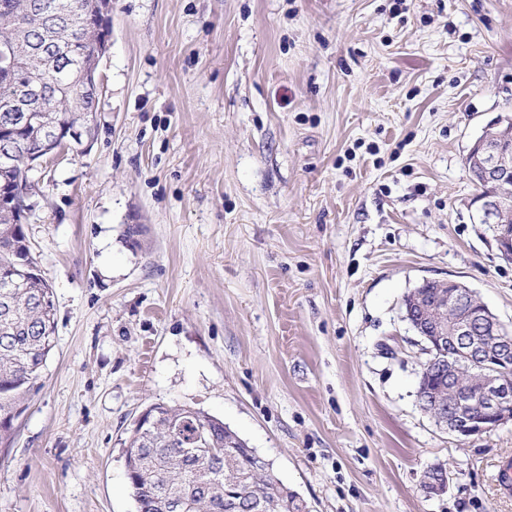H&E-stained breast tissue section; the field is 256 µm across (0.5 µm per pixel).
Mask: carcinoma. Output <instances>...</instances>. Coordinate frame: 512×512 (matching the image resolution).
I'll return each mask as SVG.
<instances>
[{
  "mask_svg": "<svg viewBox=\"0 0 512 512\" xmlns=\"http://www.w3.org/2000/svg\"><path fill=\"white\" fill-rule=\"evenodd\" d=\"M94 0H0V144L21 151L39 149L43 132L23 124L5 107L23 101L31 76L45 74L42 99L55 111L47 117L80 123L95 108L97 92L81 83L79 71L98 62L102 33L89 21ZM70 60L54 62L58 51ZM28 159L0 186L27 187ZM34 264L18 213L0 206V443L10 440L14 422L56 342L54 293L41 272L21 274ZM126 478L136 512H175L190 501L193 512H298L281 480L268 473L255 449L224 431V421L199 409L154 403L145 424L124 442Z\"/></svg>",
  "mask_w": 512,
  "mask_h": 512,
  "instance_id": "1",
  "label": "carcinoma"
}]
</instances>
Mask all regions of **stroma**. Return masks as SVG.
I'll return each mask as SVG.
<instances>
[{
    "instance_id": "stroma-1",
    "label": "stroma",
    "mask_w": 512,
    "mask_h": 512,
    "mask_svg": "<svg viewBox=\"0 0 512 512\" xmlns=\"http://www.w3.org/2000/svg\"><path fill=\"white\" fill-rule=\"evenodd\" d=\"M111 23L94 138L28 178L58 342L0 512H135L124 441L162 402L222 419L310 512H512V425L460 442L421 411L402 319L443 278L512 331L466 166L512 116V0H112ZM422 487L429 497L445 494L448 491L446 470L443 467L442 469L428 468L423 474Z\"/></svg>"
}]
</instances>
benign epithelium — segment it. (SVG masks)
Listing matches in <instances>:
<instances>
[{
	"label": "benign epithelium",
	"mask_w": 512,
	"mask_h": 512,
	"mask_svg": "<svg viewBox=\"0 0 512 512\" xmlns=\"http://www.w3.org/2000/svg\"><path fill=\"white\" fill-rule=\"evenodd\" d=\"M111 4L97 6L105 28L99 56L112 42ZM93 120L63 124L47 132L39 151L29 155V167L42 157L69 147H84ZM512 117L501 116L473 142L466 157L469 171L480 172L483 181L496 186L493 194H478L476 223L489 224L501 255L512 258ZM435 294L422 289L406 298L404 319L420 338L426 355L418 381L438 375L448 381V402L436 390L417 389L419 407L463 442L512 423V333L465 285L433 279ZM422 487L427 496L448 491L445 469L429 468Z\"/></svg>",
	"instance_id": "7a95c632"
}]
</instances>
